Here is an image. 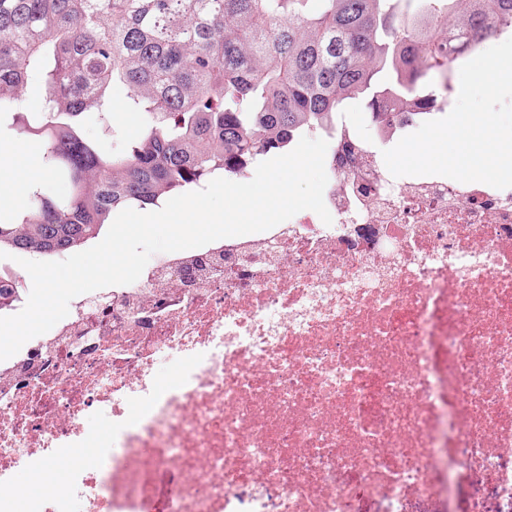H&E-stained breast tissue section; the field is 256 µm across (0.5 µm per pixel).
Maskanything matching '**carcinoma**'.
<instances>
[{"instance_id":"1","label":"carcinoma","mask_w":512,"mask_h":512,"mask_svg":"<svg viewBox=\"0 0 512 512\" xmlns=\"http://www.w3.org/2000/svg\"><path fill=\"white\" fill-rule=\"evenodd\" d=\"M512 31V0H0V116L53 178L0 211V252L69 256L114 211L160 207L214 178L240 180L354 100L375 126L438 118L456 62ZM40 112L17 104L32 72ZM124 84L138 133L108 152Z\"/></svg>"}]
</instances>
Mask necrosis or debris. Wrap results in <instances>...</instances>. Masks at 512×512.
<instances>
[{
  "label": "necrosis or debris",
  "mask_w": 512,
  "mask_h": 512,
  "mask_svg": "<svg viewBox=\"0 0 512 512\" xmlns=\"http://www.w3.org/2000/svg\"><path fill=\"white\" fill-rule=\"evenodd\" d=\"M318 135L332 224L164 253L0 361V512L22 471L32 512H512V188Z\"/></svg>",
  "instance_id": "necrosis-or-debris-1"
}]
</instances>
